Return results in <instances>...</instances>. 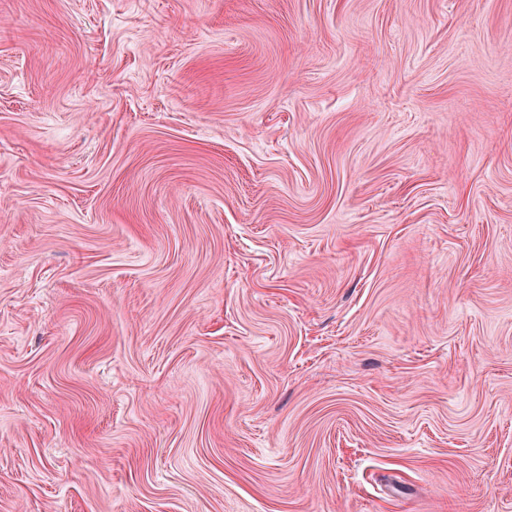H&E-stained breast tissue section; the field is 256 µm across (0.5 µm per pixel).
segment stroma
Wrapping results in <instances>:
<instances>
[{"label": "stroma", "instance_id": "stroma-1", "mask_svg": "<svg viewBox=\"0 0 512 512\" xmlns=\"http://www.w3.org/2000/svg\"><path fill=\"white\" fill-rule=\"evenodd\" d=\"M0 512H512V0H0Z\"/></svg>", "mask_w": 512, "mask_h": 512}]
</instances>
